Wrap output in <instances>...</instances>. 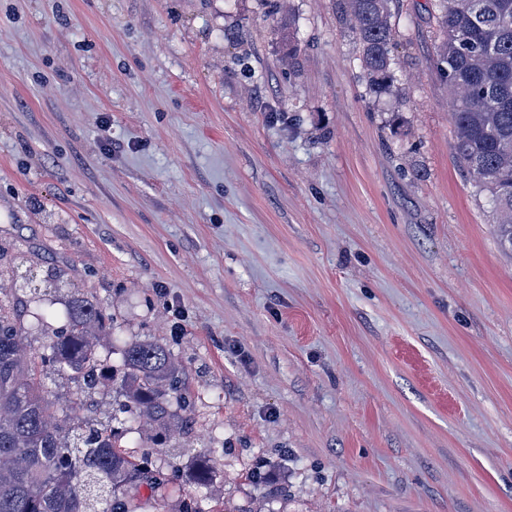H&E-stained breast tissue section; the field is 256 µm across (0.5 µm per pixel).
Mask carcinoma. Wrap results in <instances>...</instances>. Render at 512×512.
<instances>
[{"label": "carcinoma", "mask_w": 512, "mask_h": 512, "mask_svg": "<svg viewBox=\"0 0 512 512\" xmlns=\"http://www.w3.org/2000/svg\"><path fill=\"white\" fill-rule=\"evenodd\" d=\"M393 0H338L355 31L372 88L394 77ZM439 46L454 105L459 166L491 194L497 241L512 252V0H434ZM68 324L41 356L76 382L82 395L56 404L42 394L24 327L0 306V512H136L138 488L163 497L168 479L121 443L112 419L85 415L84 397L117 394L164 435L183 434L186 416L172 411L182 368L157 342L135 339L119 367L101 364L96 336L112 318L83 296L71 299Z\"/></svg>", "instance_id": "carcinoma-1"}]
</instances>
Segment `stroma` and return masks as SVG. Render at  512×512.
<instances>
[{
  "mask_svg": "<svg viewBox=\"0 0 512 512\" xmlns=\"http://www.w3.org/2000/svg\"><path fill=\"white\" fill-rule=\"evenodd\" d=\"M393 21L377 92L337 0H0V303L178 358L189 433L94 399L145 512H512V255L432 0Z\"/></svg>",
  "mask_w": 512,
  "mask_h": 512,
  "instance_id": "stroma-1",
  "label": "stroma"
}]
</instances>
